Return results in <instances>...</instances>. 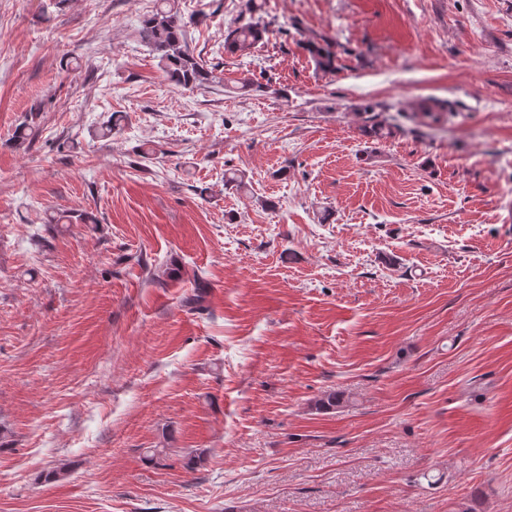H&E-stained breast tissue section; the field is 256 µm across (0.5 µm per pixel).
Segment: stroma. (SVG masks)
Masks as SVG:
<instances>
[{"label":"stroma","mask_w":512,"mask_h":512,"mask_svg":"<svg viewBox=\"0 0 512 512\" xmlns=\"http://www.w3.org/2000/svg\"><path fill=\"white\" fill-rule=\"evenodd\" d=\"M48 2L0 0V512H512V0H265L243 56L178 0L194 91L156 0ZM139 35L176 88L193 90L222 83L215 66L210 67L200 53L195 55L191 50L187 22L175 0H156L155 10L143 21ZM341 48L338 42L324 36L308 38L305 41V49L314 61L316 69L324 73H332L338 69L339 54L341 51L345 52V49Z\"/></svg>","instance_id":"obj_1"}]
</instances>
